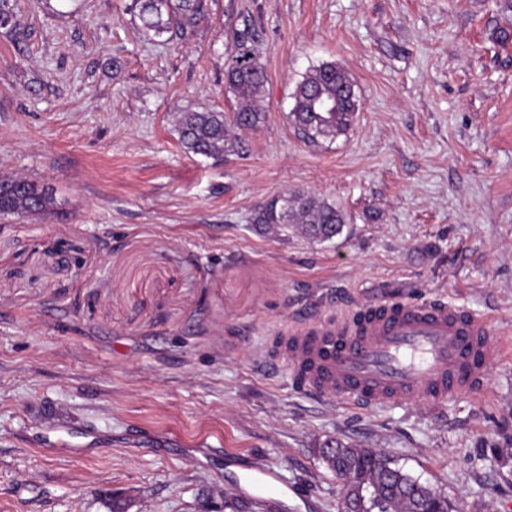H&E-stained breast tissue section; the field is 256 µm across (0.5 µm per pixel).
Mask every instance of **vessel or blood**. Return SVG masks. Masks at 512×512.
<instances>
[{"mask_svg": "<svg viewBox=\"0 0 512 512\" xmlns=\"http://www.w3.org/2000/svg\"><path fill=\"white\" fill-rule=\"evenodd\" d=\"M502 350L488 319L442 300L360 306L297 324L280 338L294 383L364 407L485 390ZM225 460L244 471L249 487L277 488L278 473L253 458L229 452Z\"/></svg>", "mask_w": 512, "mask_h": 512, "instance_id": "1", "label": "vessel or blood"}]
</instances>
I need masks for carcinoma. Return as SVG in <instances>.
<instances>
[{
  "label": "carcinoma",
  "instance_id": "1",
  "mask_svg": "<svg viewBox=\"0 0 512 512\" xmlns=\"http://www.w3.org/2000/svg\"><path fill=\"white\" fill-rule=\"evenodd\" d=\"M146 36L162 38L178 31H193L205 12V0H136ZM18 26L17 4L0 0V29ZM235 49L226 70L227 88L236 100L232 124L224 113L190 111L177 120L183 148L205 158L222 159L235 150L234 130L256 128L263 120L261 101L266 72L255 50L254 29L234 35ZM358 112V99L350 74L336 63L314 66L296 87L292 115L303 135L315 141L346 133ZM53 206V196L39 183L0 175V215L42 214ZM343 210L304 192H290L256 208L252 223L260 231L299 232L318 242H330L343 232ZM328 469L342 481L343 499L354 512H451L448 499L398 467L390 466L379 453L355 448L338 440L319 449Z\"/></svg>",
  "mask_w": 512,
  "mask_h": 512
}]
</instances>
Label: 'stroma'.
I'll use <instances>...</instances> for the list:
<instances>
[{"instance_id": "1", "label": "stroma", "mask_w": 512, "mask_h": 512, "mask_svg": "<svg viewBox=\"0 0 512 512\" xmlns=\"http://www.w3.org/2000/svg\"><path fill=\"white\" fill-rule=\"evenodd\" d=\"M0 30V174L51 212L0 216V512H222L252 500L197 441L260 458L282 512H338L318 454L381 453L453 512H512V0H210L152 42L133 0H20ZM255 29L262 123L221 160L187 153L179 113L232 120L233 33ZM351 75L346 134L291 115L314 65ZM304 191L341 235L255 230ZM444 300L506 346L485 391L361 407L274 362L310 314Z\"/></svg>"}]
</instances>
